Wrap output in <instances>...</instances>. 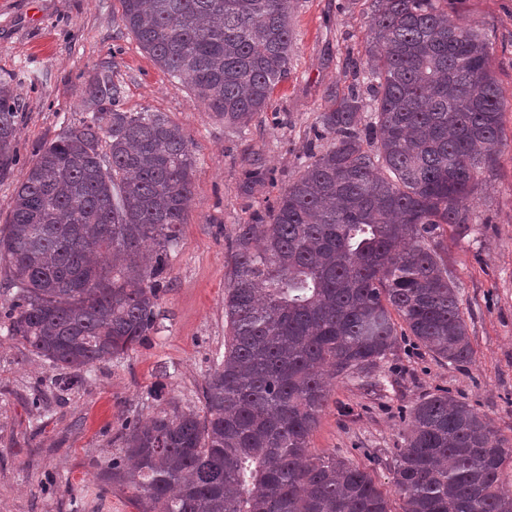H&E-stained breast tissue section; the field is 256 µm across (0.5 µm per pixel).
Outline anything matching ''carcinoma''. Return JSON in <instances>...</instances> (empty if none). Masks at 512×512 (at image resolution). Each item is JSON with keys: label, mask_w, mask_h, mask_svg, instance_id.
I'll return each mask as SVG.
<instances>
[{"label": "carcinoma", "mask_w": 512, "mask_h": 512, "mask_svg": "<svg viewBox=\"0 0 512 512\" xmlns=\"http://www.w3.org/2000/svg\"><path fill=\"white\" fill-rule=\"evenodd\" d=\"M291 2L120 0V21L215 118L244 127L288 74ZM445 2L371 0V102L356 81L331 99L317 138L332 146L268 219L236 229L228 336L204 411L125 426L108 480L135 488L139 512H391L367 471L312 454L309 436L333 383L369 375L400 336L472 360L458 289L426 240L469 223L463 202L494 162L504 100L489 42ZM122 97L108 70L88 81L86 116L38 148L0 233L8 333L60 370L62 390L156 330L193 198L188 139L160 112L121 110ZM18 118L0 83V176ZM508 464L512 440L489 420L444 390L428 395L394 456L402 512H512Z\"/></svg>", "instance_id": "1"}]
</instances>
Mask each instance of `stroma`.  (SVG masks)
I'll return each mask as SVG.
<instances>
[{
    "label": "stroma",
    "mask_w": 512,
    "mask_h": 512,
    "mask_svg": "<svg viewBox=\"0 0 512 512\" xmlns=\"http://www.w3.org/2000/svg\"><path fill=\"white\" fill-rule=\"evenodd\" d=\"M488 39L505 100L501 143L482 170L465 227L431 244L457 286L474 350L468 363L399 339L367 377L337 380L309 437L312 454L368 471L402 512L394 450L422 397L445 390L512 438V0H457ZM368 0H293L290 71L247 127L224 124L189 85L173 80L120 21V0H0V82L14 92L17 162L0 177V232L36 149L83 116L87 80L110 67L123 110L164 113L192 143L193 200L169 260L158 329L134 351L84 369L62 391L57 371L9 338L0 316V512H139L128 485L103 474L122 450L126 420L178 405L203 410L205 381L224 353V287L237 225L267 216L281 190L330 142L315 139L333 95L364 60ZM269 183L247 192L249 170Z\"/></svg>",
    "instance_id": "35a3bbf8"
}]
</instances>
